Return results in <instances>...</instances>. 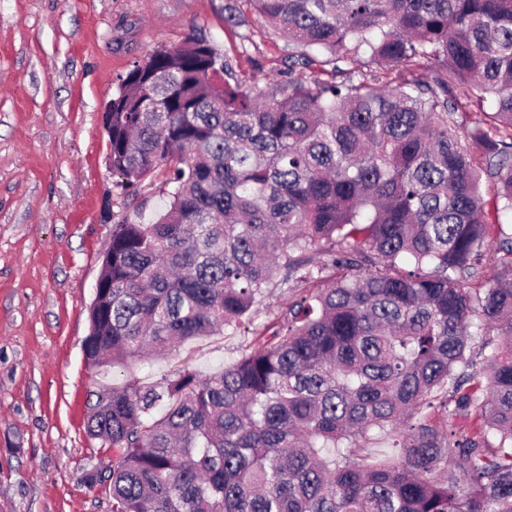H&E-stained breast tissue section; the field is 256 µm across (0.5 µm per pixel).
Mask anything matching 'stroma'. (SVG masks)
<instances>
[{
    "instance_id": "obj_1",
    "label": "stroma",
    "mask_w": 512,
    "mask_h": 512,
    "mask_svg": "<svg viewBox=\"0 0 512 512\" xmlns=\"http://www.w3.org/2000/svg\"><path fill=\"white\" fill-rule=\"evenodd\" d=\"M224 5L0 0V512H112L85 482L113 455L85 430L98 396L131 373H213L257 344L228 328L100 374L82 347L113 225L164 206L160 189L132 199L114 185L102 112L118 77L194 33L249 85L282 78L285 41L252 14L226 25Z\"/></svg>"
}]
</instances>
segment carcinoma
I'll return each instance as SVG.
<instances>
[{
	"instance_id": "1",
	"label": "carcinoma",
	"mask_w": 512,
	"mask_h": 512,
	"mask_svg": "<svg viewBox=\"0 0 512 512\" xmlns=\"http://www.w3.org/2000/svg\"><path fill=\"white\" fill-rule=\"evenodd\" d=\"M245 6L333 80L247 88L197 36L119 77L112 176L169 190L113 225L84 357L162 356L291 295L230 367L96 402L115 454L89 482L112 512H512V260L476 287L487 210L512 213V0H229L226 21ZM362 50L375 70L334 80ZM471 98L493 105L473 126ZM450 405L453 431L429 418ZM393 426L397 455L361 462Z\"/></svg>"
}]
</instances>
